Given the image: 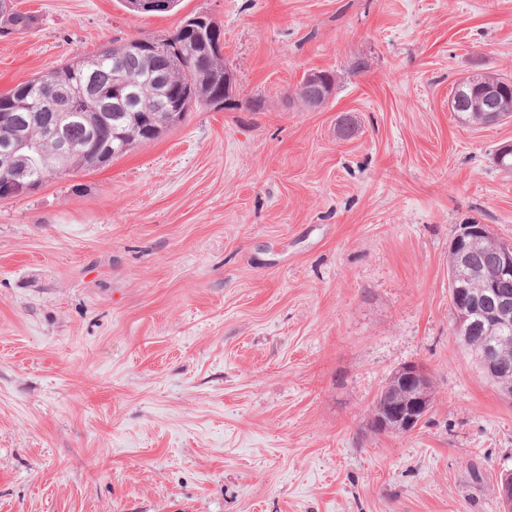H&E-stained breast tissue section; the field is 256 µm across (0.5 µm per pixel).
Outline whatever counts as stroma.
<instances>
[{
  "mask_svg": "<svg viewBox=\"0 0 512 512\" xmlns=\"http://www.w3.org/2000/svg\"><path fill=\"white\" fill-rule=\"evenodd\" d=\"M16 6L38 23L0 37V94L196 13L236 90L0 199V512H504L512 402L452 331L448 246L472 218L512 243V120L449 101L512 78V0ZM311 70L337 80L316 109ZM409 363L434 405L376 433ZM475 75L480 77L472 79L486 80L495 87L496 102L494 103V110L496 112H488L489 110L486 111V109H479L474 106L473 103L480 96L482 90L471 85L469 76L456 84L452 94V98H455V106L451 107L452 112H457L461 123L493 126L499 124L496 123L498 114L511 111L512 116V80L493 73Z\"/></svg>",
  "mask_w": 512,
  "mask_h": 512,
  "instance_id": "stroma-1",
  "label": "stroma"
}]
</instances>
